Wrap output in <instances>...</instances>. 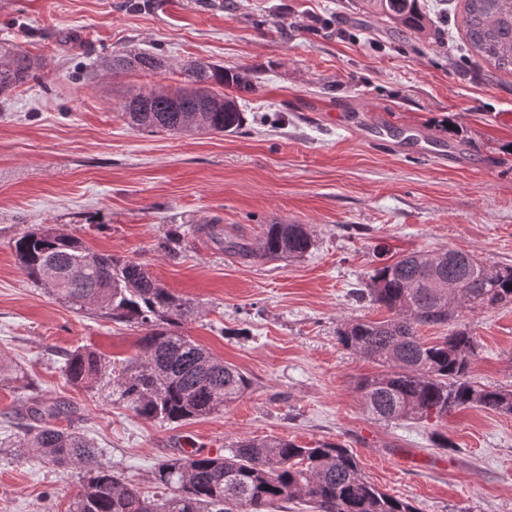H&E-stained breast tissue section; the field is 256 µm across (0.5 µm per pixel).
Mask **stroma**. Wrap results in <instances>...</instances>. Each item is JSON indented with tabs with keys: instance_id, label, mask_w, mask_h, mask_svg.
<instances>
[{
	"instance_id": "1",
	"label": "stroma",
	"mask_w": 512,
	"mask_h": 512,
	"mask_svg": "<svg viewBox=\"0 0 512 512\" xmlns=\"http://www.w3.org/2000/svg\"><path fill=\"white\" fill-rule=\"evenodd\" d=\"M457 0H420L439 36L365 14L359 0H0V42L42 58L0 95V512H68L82 472L17 456L32 403L74 404L71 420L145 495L157 466L243 438L338 442L362 475L419 512H512V416L468 409L380 422L357 381L377 372L337 336L385 309L358 300L383 256L455 249L512 266V74L469 72ZM166 69L111 76L115 50ZM248 70L244 126L196 136L130 127L116 106L144 85L176 86L172 64ZM256 243L267 225H306L301 258L225 251L208 225ZM138 259L197 307L184 332L251 380L240 399L182 423L146 420L111 388L73 386L79 348L121 367L142 328L78 311L28 280L12 242L28 228ZM473 374L512 386V304L464 313ZM449 449H442V441Z\"/></svg>"
}]
</instances>
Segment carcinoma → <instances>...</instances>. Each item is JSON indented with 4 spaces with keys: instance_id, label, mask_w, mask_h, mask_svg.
<instances>
[{
    "instance_id": "1",
    "label": "carcinoma",
    "mask_w": 512,
    "mask_h": 512,
    "mask_svg": "<svg viewBox=\"0 0 512 512\" xmlns=\"http://www.w3.org/2000/svg\"><path fill=\"white\" fill-rule=\"evenodd\" d=\"M367 13L424 32L428 23L419 0H363ZM462 24L466 61L478 75L482 64L512 72V0H464ZM42 60L0 43V94L28 83ZM103 67L115 76L154 73L166 62L150 53L112 52ZM175 70L180 85L165 90L142 86L118 109L128 125L175 135L232 133L244 117L238 99L256 91L248 74L188 60ZM229 92H224V89ZM210 236L227 251L246 258L277 260L307 253L312 240L302 224H269L258 244L244 238ZM16 262L27 278L47 285L77 310L95 306L114 322L137 324L145 336L138 351L112 376V396L135 415L170 423L206 417L242 397L249 378L214 358L181 331L195 315L194 304L164 288L147 267L132 258L94 251L77 238L49 230L25 231L13 242ZM452 261L430 263V254L410 252L374 269L368 288L356 292L386 310L381 321L354 319L338 330L341 345L382 367L356 384L367 412L393 422L448 415L469 408L512 415V389L483 384L472 375L478 344L462 311L512 303V267L489 269L473 255L449 249ZM454 324L448 335L427 343L419 327ZM105 358L76 350L65 374L84 387L101 378ZM33 423L19 426L18 452H36L45 461L84 471L85 483L70 512H270L302 502L311 512H418L363 478L353 453L339 443L301 446L284 438L237 442L226 454L185 452L155 472L161 494L148 497L122 481L102 461V451L69 418L70 405L29 409Z\"/></svg>"
}]
</instances>
